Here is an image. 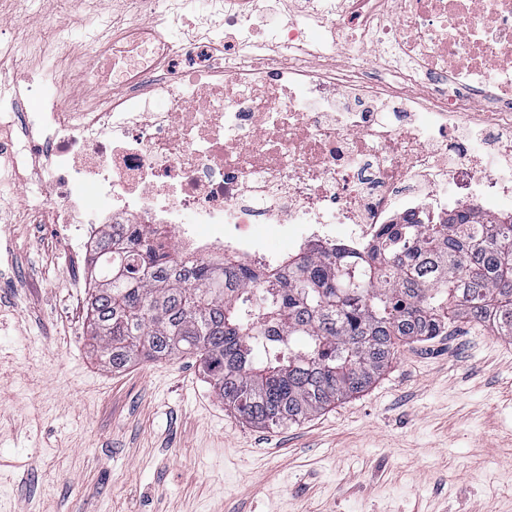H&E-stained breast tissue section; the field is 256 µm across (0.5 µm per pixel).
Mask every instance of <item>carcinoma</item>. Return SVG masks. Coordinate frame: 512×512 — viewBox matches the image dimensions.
<instances>
[{"mask_svg": "<svg viewBox=\"0 0 512 512\" xmlns=\"http://www.w3.org/2000/svg\"><path fill=\"white\" fill-rule=\"evenodd\" d=\"M89 298L90 347L108 368L200 361L248 422L281 426L363 392L399 343L463 321L512 339V212L468 207L382 228L365 247L314 243L272 264L215 266L163 238L107 230Z\"/></svg>", "mask_w": 512, "mask_h": 512, "instance_id": "cac0c4a2", "label": "carcinoma"}]
</instances>
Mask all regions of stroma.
Here are the masks:
<instances>
[{"label":"stroma","instance_id":"obj_1","mask_svg":"<svg viewBox=\"0 0 512 512\" xmlns=\"http://www.w3.org/2000/svg\"><path fill=\"white\" fill-rule=\"evenodd\" d=\"M42 184L0 159V512H512V340L461 323L255 427L195 359L102 367L70 225L25 221Z\"/></svg>","mask_w":512,"mask_h":512}]
</instances>
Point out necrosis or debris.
<instances>
[{"mask_svg": "<svg viewBox=\"0 0 512 512\" xmlns=\"http://www.w3.org/2000/svg\"><path fill=\"white\" fill-rule=\"evenodd\" d=\"M132 2L104 65L65 61L89 93L28 112L0 89L25 134L0 156L44 160L50 201L33 221L73 225L77 248L132 224L210 260H262L259 224L327 242L343 224L362 245L425 206L512 202V172L482 158L490 130L512 155V0H303L263 31L251 0ZM316 19L371 47L375 72L317 62Z\"/></svg>", "mask_w": 512, "mask_h": 512, "instance_id": "obj_1", "label": "necrosis or debris"}]
</instances>
